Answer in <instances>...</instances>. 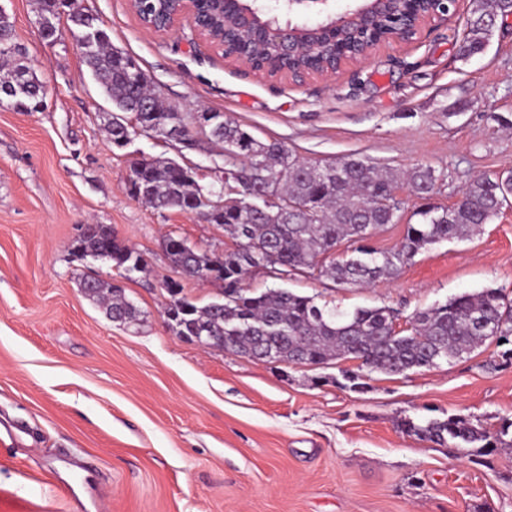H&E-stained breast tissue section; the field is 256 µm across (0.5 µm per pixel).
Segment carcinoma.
Wrapping results in <instances>:
<instances>
[{
	"label": "carcinoma",
	"mask_w": 512,
	"mask_h": 512,
	"mask_svg": "<svg viewBox=\"0 0 512 512\" xmlns=\"http://www.w3.org/2000/svg\"><path fill=\"white\" fill-rule=\"evenodd\" d=\"M38 0L44 20L43 38L56 39L52 19L67 13L79 37L89 26L97 29L94 39L81 48L83 63L107 100L116 107L110 113L107 130L112 144L123 147L137 130L145 135L165 137L180 129L188 142L206 138L224 144V165L214 163L213 182L202 185L189 167L171 159L141 157L129 166L128 190L132 197L158 210H178L203 220L199 198L217 201L224 183L238 190L241 206L224 212V232L232 246L224 253H208L181 237L168 236L178 244L166 249L174 270L186 279L211 280L221 284L224 297L198 306L181 295L179 282L164 281L172 302L166 308L171 328L179 336L215 334L224 337L228 352L263 363L324 365L353 355L364 359L355 371L342 376L351 389L364 388L366 375L381 372L399 375L414 369H433L472 353L486 342L505 345L501 354L512 363V297L500 288L457 295L442 305L415 311L409 327L396 329L398 315L388 306L357 307L343 311L315 298L285 288H268L260 293L244 285L254 270L282 280L305 273L325 278L342 288L362 287L379 279L394 278L424 248L445 240L464 239L490 223L512 196V170L482 175L472 180L450 207L429 203L437 192L434 169L416 165L405 174L381 169L367 160L348 155L319 165L294 156L279 142L263 143L224 118L211 113L218 133L197 125L193 112L180 113L163 105L150 88L148 77L130 75L132 59L111 47L99 19L73 0ZM467 22V36L459 53L464 58L485 50L495 27L486 21L512 14V0H474ZM0 38L4 40L0 59L10 62L19 54L13 42V23L0 10ZM47 96L34 67L22 59L14 61L0 76V103L19 112H37ZM406 184L422 204L408 224L400 245L381 250L368 244L374 230L400 219V210L377 203ZM289 198L295 206H260L269 190ZM349 250L340 258L332 250L342 242ZM77 248L82 256L111 262L126 277L146 270L140 253L122 243L111 231L94 225L81 232ZM84 295L98 303L114 321L136 320L138 309L125 290L100 278L81 282ZM403 432L440 446L475 448L488 456L499 448H512V421L503 420L491 433L461 416L401 421Z\"/></svg>",
	"instance_id": "1"
}]
</instances>
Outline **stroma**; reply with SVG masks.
Listing matches in <instances>:
<instances>
[{
    "label": "stroma",
    "instance_id": "35a3bbf8",
    "mask_svg": "<svg viewBox=\"0 0 512 512\" xmlns=\"http://www.w3.org/2000/svg\"><path fill=\"white\" fill-rule=\"evenodd\" d=\"M112 45L181 112L223 113L257 140L321 164L354 154L405 171L431 166L432 201L455 203L482 174L512 168V18L482 54L458 52L472 0L366 64L294 84L224 58L181 20L147 31L129 0H84ZM14 41L47 87L46 106L0 104V512H512V453L489 464L397 423L460 415L488 430L512 419V364L496 345L403 375L336 384L339 362L271 366L206 349L165 324L174 233L224 251L223 226L132 198L131 160L169 158L200 183L221 146L140 135L115 147L111 104L90 79L67 19L48 43L36 0H0ZM111 225L148 273L73 253L82 225ZM122 284L136 322L108 318L79 283ZM263 272L246 280L279 285ZM343 310L401 316L486 288L512 295V206L465 240L422 250L398 277L339 288L303 275L281 283Z\"/></svg>",
    "mask_w": 512,
    "mask_h": 512
}]
</instances>
